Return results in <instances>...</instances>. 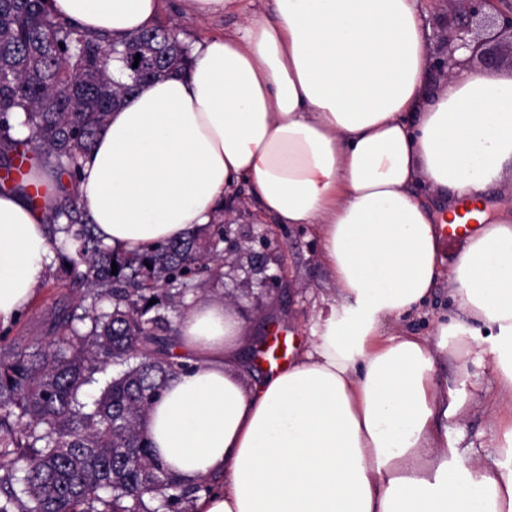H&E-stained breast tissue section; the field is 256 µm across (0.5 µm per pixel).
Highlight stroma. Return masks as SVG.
Returning <instances> with one entry per match:
<instances>
[{
  "instance_id": "obj_1",
  "label": "stroma",
  "mask_w": 512,
  "mask_h": 512,
  "mask_svg": "<svg viewBox=\"0 0 512 512\" xmlns=\"http://www.w3.org/2000/svg\"><path fill=\"white\" fill-rule=\"evenodd\" d=\"M263 0H241L238 9L216 19H200L185 9L184 0H164L157 24L177 29L180 39L194 45L208 33L231 29L244 13L263 8ZM424 25L432 55L447 53V0H421ZM254 202L241 197L239 206L222 211L217 221L229 225L231 237L239 246L234 267H223L221 277L207 285L211 297L236 298L238 312L252 337L265 335L269 322H277L291 344L302 347L319 312L332 302L336 289L309 229L289 224H261ZM54 273L45 287L39 288L33 302L8 329L0 328V344L26 346L39 341L55 306L69 299L71 278L59 259H52ZM276 276L273 287L264 280ZM489 326L477 323L473 335L483 351L482 357L448 358V384L465 396L463 407L448 420L449 443L464 448L462 466L494 452L501 432L484 408L487 390L494 381V362Z\"/></svg>"
}]
</instances>
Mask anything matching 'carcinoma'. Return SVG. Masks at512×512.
<instances>
[{
    "label": "carcinoma",
    "mask_w": 512,
    "mask_h": 512,
    "mask_svg": "<svg viewBox=\"0 0 512 512\" xmlns=\"http://www.w3.org/2000/svg\"><path fill=\"white\" fill-rule=\"evenodd\" d=\"M190 63L173 29L110 39L60 21L47 0H0V167L18 171V189L37 170L56 182L45 186V223L61 225L59 255L86 286L33 348L0 347V512H194L207 489L171 474L141 425L187 368L170 352L166 312L206 291L224 265L223 234L119 253L63 184L77 183L110 112ZM111 363L122 371L107 375Z\"/></svg>",
    "instance_id": "cac0c4a2"
}]
</instances>
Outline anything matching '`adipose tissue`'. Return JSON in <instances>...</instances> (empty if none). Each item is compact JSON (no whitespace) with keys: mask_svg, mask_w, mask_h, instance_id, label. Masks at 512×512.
Wrapping results in <instances>:
<instances>
[{"mask_svg":"<svg viewBox=\"0 0 512 512\" xmlns=\"http://www.w3.org/2000/svg\"><path fill=\"white\" fill-rule=\"evenodd\" d=\"M163 0H51L121 39ZM419 0H272L198 42L186 73L111 112L76 191L98 237L144 251L212 223L240 188L276 224L310 226L337 296L292 363L245 384L232 304L187 300L173 378L143 422L177 478L208 480L195 512H512V75L461 70L428 91ZM468 221L452 266L439 225ZM55 245L24 191L0 192V326L33 301ZM433 335L389 332L440 280ZM497 326L492 462L459 468L442 383L470 323Z\"/></svg>","mask_w":512,"mask_h":512,"instance_id":"adipose-tissue-1","label":"adipose tissue"}]
</instances>
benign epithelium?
<instances>
[{"label":"benign epithelium","mask_w":512,"mask_h":512,"mask_svg":"<svg viewBox=\"0 0 512 512\" xmlns=\"http://www.w3.org/2000/svg\"><path fill=\"white\" fill-rule=\"evenodd\" d=\"M462 5V14L448 19V54L434 58L432 68L447 76L453 70L474 68L495 50L493 42L512 39V6L496 7V0H448Z\"/></svg>","instance_id":"obj_1"}]
</instances>
